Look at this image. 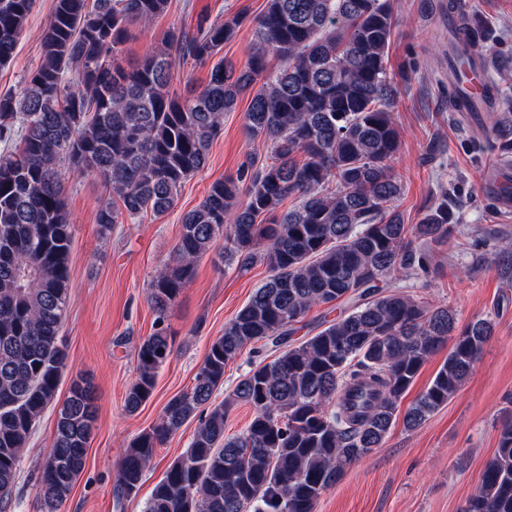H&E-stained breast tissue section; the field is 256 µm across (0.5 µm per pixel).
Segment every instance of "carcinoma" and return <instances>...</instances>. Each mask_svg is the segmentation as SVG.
<instances>
[{
  "instance_id": "1",
  "label": "carcinoma",
  "mask_w": 512,
  "mask_h": 512,
  "mask_svg": "<svg viewBox=\"0 0 512 512\" xmlns=\"http://www.w3.org/2000/svg\"><path fill=\"white\" fill-rule=\"evenodd\" d=\"M35 0H0V66L12 59ZM169 0H55L44 58L18 95L0 93V507L7 508L23 448L56 400L68 353L59 329L69 298L72 224L63 182L94 175L108 192L100 232L173 206L183 183L205 167L224 113L250 98L248 135L272 147V161L243 166L213 183L186 212L175 264L149 282L164 316L194 275L198 258L224 239V261L239 271L266 265L267 281L224 325L193 386L171 398L159 422L121 459L119 494L135 493L155 448L198 418L186 452L154 486L146 512H315L344 469L388 434L415 377L443 346L448 357L405 421L415 428L471 376L491 336L479 318L454 334L455 314L398 289L426 279L432 254L463 234L448 195L403 222L402 184L391 162L400 134L386 58L394 0H267L254 28L253 62L236 71L219 60L208 84L170 92L175 58L204 64L232 41L240 18L181 34L130 68L119 62L128 27L165 13ZM481 32L461 17L449 69L466 75ZM483 108L512 109L487 88ZM492 151L512 161V126L495 122ZM244 202H239L240 196ZM299 204L277 214L283 201ZM348 312L297 343L288 338L314 308ZM278 353L245 372L219 403L224 368L248 345ZM173 340L156 321L137 352V378L124 406L151 396ZM246 405L245 429L224 436L231 411ZM96 421L90 379L77 373L57 411L41 465L45 512H61L81 474ZM462 512H512V421Z\"/></svg>"
}]
</instances>
